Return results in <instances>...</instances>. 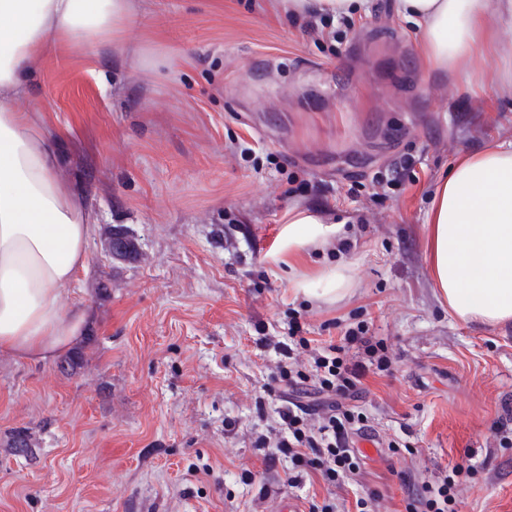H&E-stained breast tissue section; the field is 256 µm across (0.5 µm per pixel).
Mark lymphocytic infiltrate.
I'll list each match as a JSON object with an SVG mask.
<instances>
[{
	"label": "lymphocytic infiltrate",
	"mask_w": 512,
	"mask_h": 512,
	"mask_svg": "<svg viewBox=\"0 0 512 512\" xmlns=\"http://www.w3.org/2000/svg\"><path fill=\"white\" fill-rule=\"evenodd\" d=\"M343 345L314 348L300 337L307 351L308 370L284 366V382L278 397L282 433L275 441L277 453L295 464L319 472L327 485L339 487L356 480L360 466L353 448L352 434L369 432L364 416L355 414L350 403L360 394V385L369 370L390 371L392 359L383 341L369 336L366 329H346ZM310 386L316 403H301L295 396L300 386ZM465 471L455 465L433 486L408 497L405 512H457L458 478Z\"/></svg>",
	"instance_id": "obj_1"
}]
</instances>
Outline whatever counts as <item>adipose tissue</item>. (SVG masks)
Returning a JSON list of instances; mask_svg holds the SVG:
<instances>
[{"label":"adipose tissue","mask_w":512,"mask_h":512,"mask_svg":"<svg viewBox=\"0 0 512 512\" xmlns=\"http://www.w3.org/2000/svg\"><path fill=\"white\" fill-rule=\"evenodd\" d=\"M422 33L432 73L452 72L484 52L495 31H512V0H394ZM135 22L130 0H0V353L48 362L83 328L64 293L84 268L93 213L55 175L56 149L20 108L31 62L49 47L95 52ZM430 275L457 318L512 324V141L462 156L438 184L427 213ZM342 224L292 212L278 257L343 238ZM351 267L327 264L298 280L312 298L343 293Z\"/></svg>","instance_id":"obj_1"}]
</instances>
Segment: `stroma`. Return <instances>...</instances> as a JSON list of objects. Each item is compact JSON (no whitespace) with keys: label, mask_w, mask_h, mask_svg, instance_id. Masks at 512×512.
Masks as SVG:
<instances>
[{"label":"stroma","mask_w":512,"mask_h":512,"mask_svg":"<svg viewBox=\"0 0 512 512\" xmlns=\"http://www.w3.org/2000/svg\"><path fill=\"white\" fill-rule=\"evenodd\" d=\"M119 51L56 45L27 79L57 142V173L84 193L96 224L88 263L66 300L81 301L86 362L0 354V440L33 432L39 461L0 447V512H274L329 491L290 458L267 459L257 436L278 420L273 348L289 316L315 344L364 323L384 339L391 375L368 374L356 402L375 448L346 506L367 490L375 512H405L408 486L454 465L458 512H512V324L463 322L433 286L426 216L460 156L512 141V90L496 65L512 33L458 74L429 79L420 34L392 0L335 35L312 38L283 0H132ZM411 167H403V160ZM399 171V185L380 180ZM294 209L344 223L342 243L270 259ZM135 231L140 255L112 260L104 228ZM352 265L334 299L295 294L325 263ZM106 289H99V282ZM342 327H333V319Z\"/></svg>","instance_id":"35a3bbf8"}]
</instances>
